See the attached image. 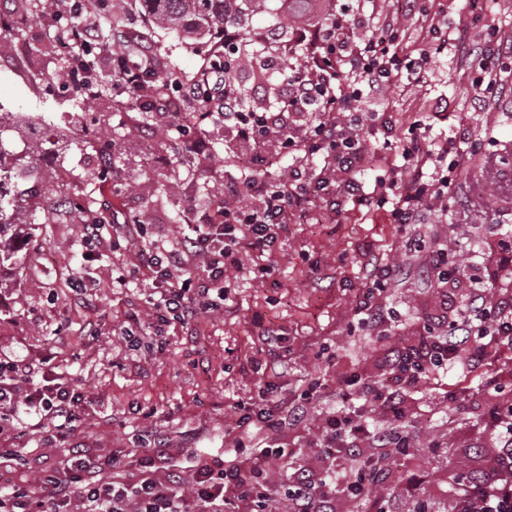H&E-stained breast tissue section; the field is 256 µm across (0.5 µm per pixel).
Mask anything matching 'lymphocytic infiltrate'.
Returning <instances> with one entry per match:
<instances>
[{
    "mask_svg": "<svg viewBox=\"0 0 512 512\" xmlns=\"http://www.w3.org/2000/svg\"><path fill=\"white\" fill-rule=\"evenodd\" d=\"M63 11L51 17L63 21L69 57L75 63L65 76L68 87L90 100L98 88L80 61L98 44L89 27L64 22ZM424 19L430 41L414 51L407 41L408 19ZM359 20L346 10L332 12L324 24L293 38L277 41L278 58L299 57L285 78L284 96L266 112L246 111L226 81L222 66L209 65L200 76L178 87L187 101L205 105L199 121L217 116L235 140L263 145L276 136L279 155L288 160V175L275 183L256 174L224 182L223 203L193 210L187 231L173 246H157L136 253L135 270L151 279L148 302L156 321L185 324L202 311L224 306V275L239 268L242 253L273 255L293 219L323 210L346 198L358 206H385L392 223H421L424 213L447 212L449 175L460 172L479 142L474 129L459 124L453 135L439 139L415 131L392 145L383 141L368 146L366 125L391 132L386 113L359 116L354 104L364 94L380 95L423 81L433 58L452 55L477 62L487 90L503 95L512 90L500 75L507 71L512 51L507 50L499 26L476 39L465 22L442 23L432 0H403L400 12L385 21L380 37L360 35ZM112 79L127 92L146 93L145 71L159 72L149 56L111 53ZM386 171L367 181L365 163ZM445 250H437L432 264L441 284L434 313L438 332L419 344L396 347L389 358L393 388L372 384L344 391L341 403L323 418L320 446L325 455L341 453L349 459L362 454V440L381 448V468L368 477L297 470L289 488L291 512H334L337 494L363 500L385 481L389 447L405 446L406 436L376 428L369 419L354 418L349 401L362 398L401 422L406 390L423 376L459 368L484 376L487 386L499 387L512 377V292L497 287V272L487 267L484 255L472 257L478 279L462 281L446 272ZM394 263L372 264L354 310L363 321L379 326L386 319L379 301L397 277ZM28 364L0 358V435L10 432L19 414L40 417L56 432L70 428L82 400L77 387L37 384ZM485 434L494 441L492 466L480 475L462 472L457 481L454 512H512V399H492ZM294 449L264 446L226 459L200 457L194 471H169L159 481L141 474H126L121 454L112 451L92 458L81 449H66L59 467L42 470L38 490L26 484L0 487V512H262L267 499L259 478L270 459L293 460ZM111 478H103L104 470Z\"/></svg>",
    "mask_w": 512,
    "mask_h": 512,
    "instance_id": "1",
    "label": "lymphocytic infiltrate"
}]
</instances>
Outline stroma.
Returning <instances> with one entry per match:
<instances>
[{
    "mask_svg": "<svg viewBox=\"0 0 512 512\" xmlns=\"http://www.w3.org/2000/svg\"><path fill=\"white\" fill-rule=\"evenodd\" d=\"M449 22L468 17L474 33L484 32L490 20L512 31V0H488L483 13H468L466 0H436ZM0 12L24 14L27 22L0 28V42L19 51L22 64L0 69V113L22 116L23 124L0 137L7 150H19L42 134L43 122L54 123L56 149L36 158L37 179L23 182L38 208L37 236L23 247L22 269L0 276V307L9 310L0 320V355L24 360L33 367V380L71 382L80 388L85 404L62 440L19 426L0 443L20 449L24 462L0 469V482L34 483L40 470L57 465L60 451L78 447L94 456L124 449L129 472H138L140 458L154 439L179 447L173 460L191 473L201 455L232 453L239 438L236 420L247 407L267 398L299 403L311 380L324 386L300 425L257 431V440L276 446L294 445L296 464L322 463L319 426L324 410L339 400V377L352 368L361 378L391 380L385 356L389 348L416 342L434 311L437 276L428 254L447 248L461 277L471 274L470 250L497 249L499 227L512 225V163L500 165L501 151L512 152V95L492 100L488 112L475 114L472 102L480 90L473 85L472 65L454 58L438 59L432 80L369 99L367 106L393 116L392 139L407 132L411 121L427 118L432 98L452 94L457 109L432 122L433 133L454 132L471 123L483 139L454 186L455 206L448 215L429 214L425 223L401 229L390 223L385 209L346 207L338 222L301 218L290 225L269 257L242 254L241 266L224 278V308L204 314L188 325L154 330L146 290L151 282L122 285L133 262L129 250L110 246L85 252L81 227L69 211L54 202L74 174L98 170L100 158L111 159L107 175L90 186L99 206L136 216L148 214L150 224L137 248L161 241L172 243L182 233L187 208L206 207L224 195V180L236 174L238 159L255 154L250 143L224 141V124H207L208 156L190 152L175 157L160 140L167 119L145 122L128 106V95L116 87L107 69H100L94 100L58 90L57 74L64 54L54 30L33 12H20L8 0ZM137 43L161 61L166 71L186 80L197 78L207 58L223 50V38L199 47L186 45L181 33L157 29L147 17L130 15ZM123 124L125 137L110 143L104 128ZM174 189H154L158 178ZM497 193L493 211L483 209L488 190ZM422 242L416 254L401 247L404 235ZM395 262L402 272L381 301L397 319L378 331L363 327L354 312L369 264ZM321 273L310 278V265ZM95 310H88V303ZM150 327L133 337L124 332L130 319ZM268 328L281 337L283 364L263 370L266 347L259 335ZM489 396L481 376L458 373L428 376L404 398V426L410 446L393 453L380 493L385 512H411L413 502L404 481L416 472L425 478L420 498L452 512L448 474L460 465L481 466L473 448L482 436Z\"/></svg>",
    "mask_w": 512,
    "mask_h": 512,
    "instance_id": "35a3bbf8",
    "label": "stroma"
}]
</instances>
